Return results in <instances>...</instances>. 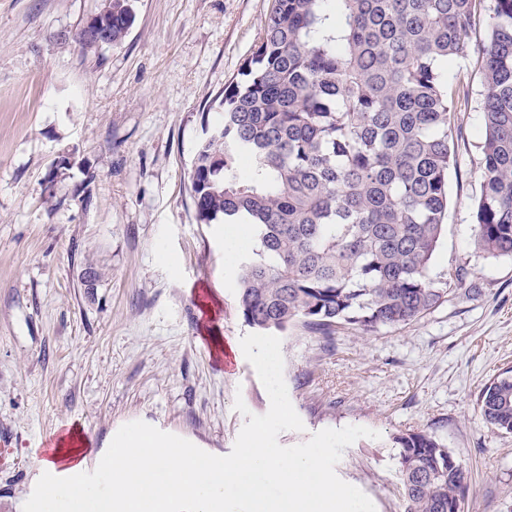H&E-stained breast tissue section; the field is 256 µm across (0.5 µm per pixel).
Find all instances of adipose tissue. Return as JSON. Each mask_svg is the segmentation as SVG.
Masks as SVG:
<instances>
[{
	"label": "adipose tissue",
	"instance_id": "adipose-tissue-1",
	"mask_svg": "<svg viewBox=\"0 0 512 512\" xmlns=\"http://www.w3.org/2000/svg\"><path fill=\"white\" fill-rule=\"evenodd\" d=\"M85 441L60 438L37 463V484L25 512H241L271 501L273 512H371L335 488L322 452L287 456L253 431L238 455L223 461L189 454L183 441L130 425L87 460ZM277 496H270V488Z\"/></svg>",
	"mask_w": 512,
	"mask_h": 512
}]
</instances>
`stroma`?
Listing matches in <instances>:
<instances>
[{
    "label": "stroma",
    "mask_w": 512,
    "mask_h": 512,
    "mask_svg": "<svg viewBox=\"0 0 512 512\" xmlns=\"http://www.w3.org/2000/svg\"><path fill=\"white\" fill-rule=\"evenodd\" d=\"M105 5L0 0V512H25L47 439L77 428L94 454L132 423L224 459L261 427L282 453L323 449L334 484L372 512H403L390 439L425 430L468 472L464 512H512V433L478 406L512 367V258L473 244L490 0L453 69L458 167L430 266L464 270L474 292L328 338L244 323L222 227L198 222L190 190L272 0H132L120 42L82 47ZM261 343L281 349L275 400Z\"/></svg>",
    "instance_id": "1"
}]
</instances>
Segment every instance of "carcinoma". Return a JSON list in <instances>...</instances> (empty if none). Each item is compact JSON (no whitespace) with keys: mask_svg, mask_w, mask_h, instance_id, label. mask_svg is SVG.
<instances>
[{"mask_svg":"<svg viewBox=\"0 0 512 512\" xmlns=\"http://www.w3.org/2000/svg\"><path fill=\"white\" fill-rule=\"evenodd\" d=\"M473 0H273L247 80L192 164L197 220L246 217L260 248L237 269L238 310L262 333L330 336L408 325L470 291L430 276L456 169L448 67L470 48ZM112 2V42L133 24ZM474 244L512 257V0H493L483 49ZM480 412L512 433V370ZM403 512H461L467 476L425 431L392 438Z\"/></svg>","mask_w":512,"mask_h":512,"instance_id":"obj_1","label":"carcinoma"}]
</instances>
